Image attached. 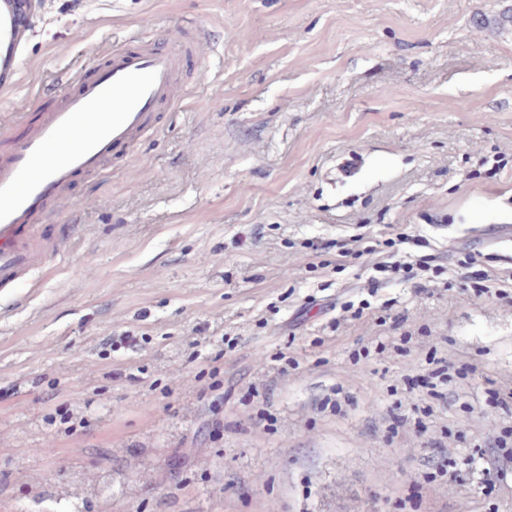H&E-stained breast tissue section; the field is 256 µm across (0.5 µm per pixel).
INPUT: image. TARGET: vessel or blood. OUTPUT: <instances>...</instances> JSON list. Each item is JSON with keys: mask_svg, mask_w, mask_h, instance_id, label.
Segmentation results:
<instances>
[{"mask_svg": "<svg viewBox=\"0 0 512 512\" xmlns=\"http://www.w3.org/2000/svg\"><path fill=\"white\" fill-rule=\"evenodd\" d=\"M179 45L123 44L108 67L70 71L50 111L26 120L23 134L0 148V290L24 282L53 253L35 235L47 205H68L77 176L126 155L151 130L159 106L190 97L177 78Z\"/></svg>", "mask_w": 512, "mask_h": 512, "instance_id": "obj_1", "label": "vessel or blood"}]
</instances>
